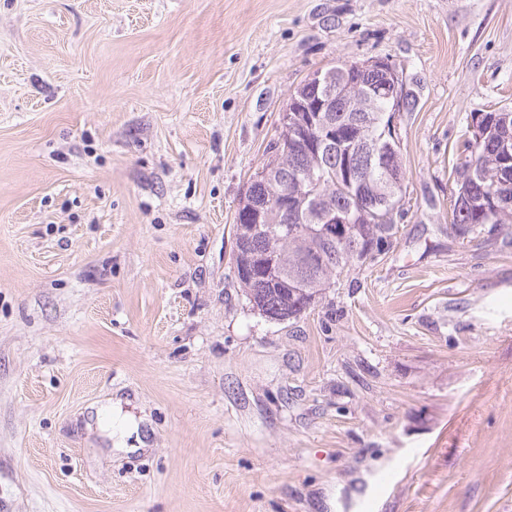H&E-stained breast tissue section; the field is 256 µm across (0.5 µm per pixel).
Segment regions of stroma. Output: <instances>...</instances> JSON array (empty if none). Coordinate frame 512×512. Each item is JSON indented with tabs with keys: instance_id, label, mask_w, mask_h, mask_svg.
Listing matches in <instances>:
<instances>
[{
	"instance_id": "1",
	"label": "stroma",
	"mask_w": 512,
	"mask_h": 512,
	"mask_svg": "<svg viewBox=\"0 0 512 512\" xmlns=\"http://www.w3.org/2000/svg\"><path fill=\"white\" fill-rule=\"evenodd\" d=\"M387 58L410 210L272 321L239 197L311 72ZM512 0H0V512H512V234L448 228Z\"/></svg>"
}]
</instances>
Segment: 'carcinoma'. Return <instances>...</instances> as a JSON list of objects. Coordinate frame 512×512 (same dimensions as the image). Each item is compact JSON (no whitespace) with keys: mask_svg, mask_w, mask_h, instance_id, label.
I'll use <instances>...</instances> for the list:
<instances>
[{"mask_svg":"<svg viewBox=\"0 0 512 512\" xmlns=\"http://www.w3.org/2000/svg\"><path fill=\"white\" fill-rule=\"evenodd\" d=\"M352 78L360 83L362 90L368 92L384 82V75L378 70H367L352 75ZM387 106L385 99L373 104L369 123L364 130L365 138L382 140ZM288 133L289 127H279L277 138L270 143L267 159L263 162L265 167L276 162L279 169L268 178L260 170L250 177L243 194L245 206L236 214V217L250 221L255 207L269 203L291 182L299 186L300 192L305 195L299 215L279 216L270 212L267 216L268 231L249 237L244 234L236 236L235 247L245 263L269 251L276 254L279 281L237 274L252 307L274 321L297 317L299 306L307 304L326 285L340 277L350 259L368 248L381 249L388 245L389 238L397 228V224H384L376 214L357 208L359 186L345 166L347 148L335 146L317 155H310L301 149L287 155ZM505 141L512 147V112L494 110L485 113L484 119L478 124L470 125V130L459 143L457 151L462 156V162L456 168L451 192L453 208L450 226L455 235L463 237L485 223V208L501 192L500 173L512 167V163L506 161L500 152L501 144ZM352 154L361 175L378 184L382 183L389 167H402L401 160L394 158V153L387 148L372 160L355 150ZM328 204L350 218L342 241L323 239L313 233V229L323 223L325 206ZM279 224H290L295 232L283 240L270 232Z\"/></svg>","mask_w":512,"mask_h":512,"instance_id":"carcinoma-1","label":"carcinoma"}]
</instances>
